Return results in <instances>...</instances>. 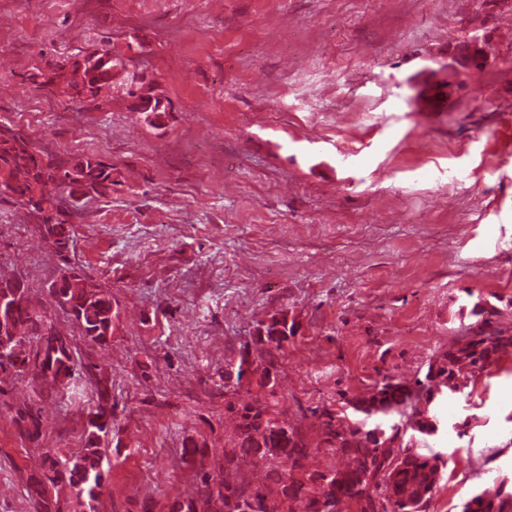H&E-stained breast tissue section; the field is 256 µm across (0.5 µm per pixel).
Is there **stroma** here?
Masks as SVG:
<instances>
[{
	"label": "stroma",
	"mask_w": 512,
	"mask_h": 512,
	"mask_svg": "<svg viewBox=\"0 0 512 512\" xmlns=\"http://www.w3.org/2000/svg\"><path fill=\"white\" fill-rule=\"evenodd\" d=\"M484 29L489 58L473 52ZM121 55L171 102L130 111L39 87L45 62ZM0 126L41 153L95 154L112 194L81 204L72 262L120 306L109 346L79 344L112 380L101 512H167L196 489L186 439L219 466L235 422L219 375L257 320L285 307L281 411L340 407L389 371L412 378L458 330H512V0H0ZM60 261L0 195V273L68 326L48 287ZM30 379L0 377V512H34L40 456L82 447L84 416L41 404L40 438L11 420ZM428 512L512 491V355L458 398Z\"/></svg>",
	"instance_id": "35a3bbf8"
}]
</instances>
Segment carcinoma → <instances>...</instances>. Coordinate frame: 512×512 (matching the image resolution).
Segmentation results:
<instances>
[{"mask_svg":"<svg viewBox=\"0 0 512 512\" xmlns=\"http://www.w3.org/2000/svg\"><path fill=\"white\" fill-rule=\"evenodd\" d=\"M124 70L119 55L102 49L49 62L33 77L42 78V86L59 81L72 95L94 101L112 91ZM127 94L134 112L151 110L157 118L167 112L166 98L144 77L131 80ZM9 192L23 199L40 236L64 262L73 227L63 197L80 201L110 196L112 165L87 154L44 158L23 134L5 127L0 129V195ZM51 297L86 343L101 348L110 344L120 307L109 289L88 279L62 285ZM285 312L282 308L267 313L257 323L265 335L242 343L239 361L227 362L224 393L236 395L244 385L255 384L259 394L224 402V412L236 420L235 440L219 468H207L208 449L196 441L183 445L178 462L196 472L197 489L190 497L171 501L168 512H292L295 501L304 502L305 512H346L351 507L368 512L373 500L380 501L383 512H427L445 462L436 453L419 452L408 441L396 449L385 443L400 429L431 435L432 422L441 420L437 405L442 396L434 394V382L442 379L456 390L465 380L475 382L502 355L512 353V332L488 322L467 327L448 349L429 360L424 374L411 380L379 374L351 405L352 412L338 413L325 405L310 409L320 419L319 437L313 440L301 424L289 422L278 411V353L289 341L279 328ZM253 352L260 354L262 366L253 367ZM77 354L73 334L32 304L29 288L13 287L0 275V372L30 376L40 399L52 390L87 410L80 451L65 458L45 453L43 471L30 481L35 512H60L62 482L84 512H99L105 482L102 449L108 446L114 417L112 381L79 363ZM86 383L91 398L84 404ZM39 411L37 401L17 410L15 421L30 440L38 437ZM319 448L340 454L346 465L311 469L312 452ZM246 457L264 467L255 484L237 478ZM462 512H512V492L474 494L463 503Z\"/></svg>","mask_w":512,"mask_h":512,"instance_id":"cac0c4a2","label":"carcinoma"}]
</instances>
